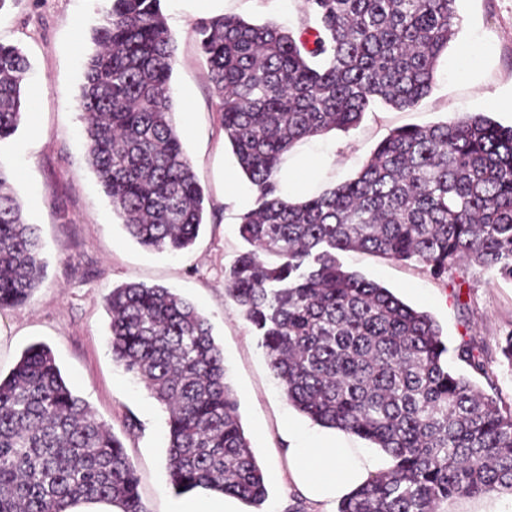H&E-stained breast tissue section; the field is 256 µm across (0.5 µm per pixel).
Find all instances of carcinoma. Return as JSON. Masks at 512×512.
<instances>
[{"mask_svg": "<svg viewBox=\"0 0 512 512\" xmlns=\"http://www.w3.org/2000/svg\"><path fill=\"white\" fill-rule=\"evenodd\" d=\"M83 65L88 154L112 211L147 250L176 254L204 224V192L174 123L176 47L162 0H109ZM293 31L233 15L194 35L220 99V124L257 191L240 217L248 245L224 270L227 295L259 336L288 402L352 433L393 465L337 512H442L458 496L512 491V403L448 369L432 315L343 267L362 251L416 262L433 278L475 265L512 280V126L482 113L397 127L351 179L292 201L275 175L301 141L357 127L378 103L397 110L431 92L454 38L457 0H305ZM28 58L0 43V145L28 116ZM0 164V309L44 278L37 225ZM115 363L168 413L167 469L255 507L268 497L223 350L198 309L161 286L125 283L106 298ZM489 376L472 342L457 347ZM120 438L34 344L0 378V512H65L80 501L146 512Z\"/></svg>", "mask_w": 512, "mask_h": 512, "instance_id": "obj_1", "label": "carcinoma"}]
</instances>
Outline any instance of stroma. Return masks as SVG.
Wrapping results in <instances>:
<instances>
[{
  "instance_id": "stroma-1",
  "label": "stroma",
  "mask_w": 512,
  "mask_h": 512,
  "mask_svg": "<svg viewBox=\"0 0 512 512\" xmlns=\"http://www.w3.org/2000/svg\"><path fill=\"white\" fill-rule=\"evenodd\" d=\"M166 24L176 45L170 93L174 121L203 188L206 220L190 250L178 256L149 251L126 233L91 169L79 108L82 64L91 37L103 22L107 0H18L0 10V43L23 50L30 62L25 88L31 120L0 148L11 169L12 192L39 228L45 276L32 298L0 311V373L8 374L24 350L47 345L63 378L96 417L112 428L138 469L147 512H165L176 493L166 465L167 414L144 385L112 359L110 315L105 299L124 283L174 289L205 315L224 351L242 426L264 473L268 498L246 512H316L288 480V430L311 437L327 431L297 411L271 373L250 325L225 295L224 270L244 243L238 216L224 202L226 173L238 165L224 138L219 99L192 29L199 18L229 14L254 23L295 30L306 22L302 0H163ZM460 22L439 60L430 94L416 106H379L347 132L331 131L308 141L330 151L331 162L311 187L318 193L353 177L377 144L404 125H428L465 114L491 112L512 125V0H458ZM480 46L482 62L462 72L463 46ZM344 265L391 289L439 324L450 349V368L470 374L455 350L474 342L489 363V377L475 376L486 393L512 402V365L500 352L512 335V280L477 266L449 270L433 279L416 263H397L361 253L343 255Z\"/></svg>"
}]
</instances>
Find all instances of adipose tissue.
<instances>
[{"label": "adipose tissue", "instance_id": "obj_1", "mask_svg": "<svg viewBox=\"0 0 512 512\" xmlns=\"http://www.w3.org/2000/svg\"><path fill=\"white\" fill-rule=\"evenodd\" d=\"M325 155L302 153L293 164L282 168L276 179L282 192H301L322 170ZM289 478L301 494L330 512L332 505L348 496L382 471L381 460L361 448L348 447L342 440L301 438L287 450Z\"/></svg>", "mask_w": 512, "mask_h": 512}]
</instances>
